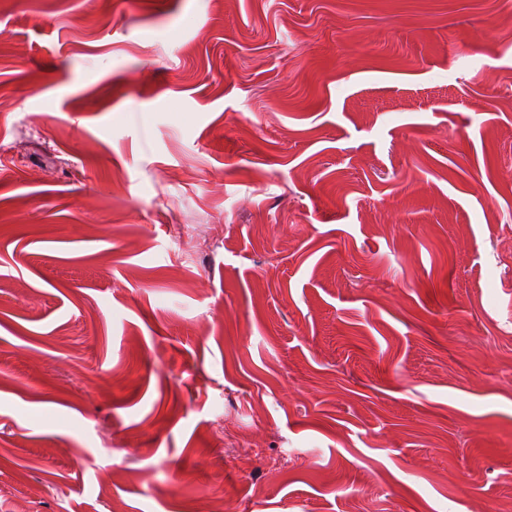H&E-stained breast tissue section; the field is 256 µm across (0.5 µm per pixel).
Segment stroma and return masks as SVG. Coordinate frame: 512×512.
Here are the masks:
<instances>
[{"label": "stroma", "mask_w": 512, "mask_h": 512, "mask_svg": "<svg viewBox=\"0 0 512 512\" xmlns=\"http://www.w3.org/2000/svg\"><path fill=\"white\" fill-rule=\"evenodd\" d=\"M498 74L512 0H0V512L512 507Z\"/></svg>", "instance_id": "obj_1"}]
</instances>
